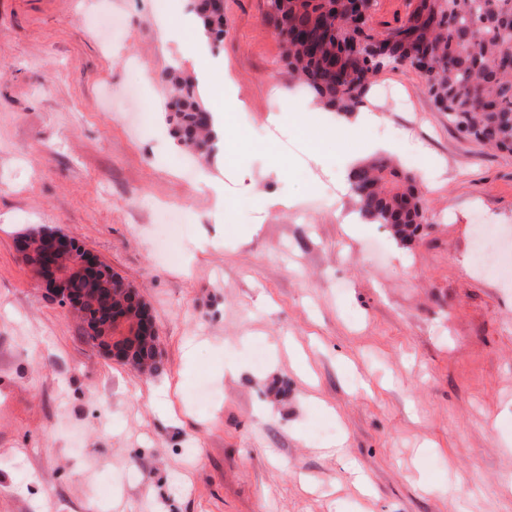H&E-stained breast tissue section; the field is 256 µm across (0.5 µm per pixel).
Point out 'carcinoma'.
<instances>
[{"mask_svg":"<svg viewBox=\"0 0 512 512\" xmlns=\"http://www.w3.org/2000/svg\"><path fill=\"white\" fill-rule=\"evenodd\" d=\"M191 10L212 41L224 35L223 0H192ZM267 17L284 46L290 76L324 108L351 113L367 102L373 78L393 63L426 74L448 124L483 146L512 154V0H410L406 16L378 33L362 28L352 0H267ZM177 143L201 155L215 150L211 118L198 86L172 75ZM360 214L390 227L393 239L411 243L427 223L426 200L409 176L382 160L350 173ZM81 310L101 309L97 285L69 282ZM130 365L160 372L155 339H138Z\"/></svg>","mask_w":512,"mask_h":512,"instance_id":"cac0c4a2","label":"carcinoma"}]
</instances>
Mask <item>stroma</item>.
I'll list each match as a JSON object with an SVG mask.
<instances>
[{
  "mask_svg": "<svg viewBox=\"0 0 512 512\" xmlns=\"http://www.w3.org/2000/svg\"><path fill=\"white\" fill-rule=\"evenodd\" d=\"M266 12L224 0L236 148L202 162L166 122L172 70L211 93L162 36L190 0H0V512H512V270L474 261L478 225L512 230V155L451 127L404 63L375 78L392 95L366 107L373 149L314 143L302 122L335 115H299ZM346 150L415 176L429 220L411 245L349 224ZM168 202L177 264L152 248ZM41 226L139 293L159 376L49 299L17 248ZM125 468L134 481L101 484Z\"/></svg>",
  "mask_w": 512,
  "mask_h": 512,
  "instance_id": "stroma-1",
  "label": "stroma"
}]
</instances>
